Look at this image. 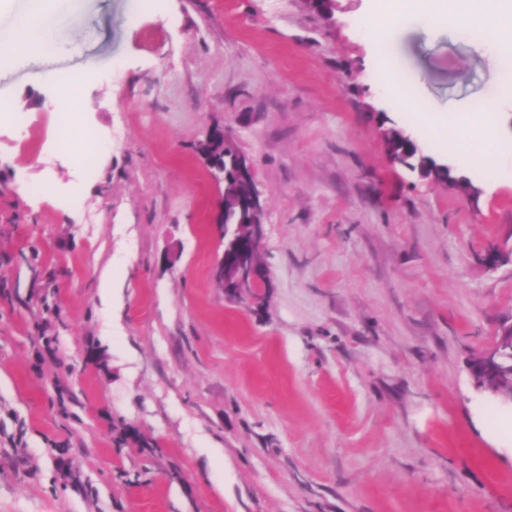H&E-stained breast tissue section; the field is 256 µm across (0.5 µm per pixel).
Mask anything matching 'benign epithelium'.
Returning <instances> with one entry per match:
<instances>
[{
	"label": "benign epithelium",
	"mask_w": 512,
	"mask_h": 512,
	"mask_svg": "<svg viewBox=\"0 0 512 512\" xmlns=\"http://www.w3.org/2000/svg\"><path fill=\"white\" fill-rule=\"evenodd\" d=\"M233 145L224 128L216 127L197 144L198 155L207 160L214 153ZM448 173V180L463 191L474 194L477 189L464 176L455 175V167L438 166ZM234 178L241 188L237 196L239 220L224 224V201H219L214 223L225 233L224 250L210 268L212 282L235 300L259 304L273 288L270 270L263 257L266 203L258 189L251 160L235 153ZM476 389L505 406H512V330L499 336L495 345L478 357L472 365Z\"/></svg>",
	"instance_id": "1"
}]
</instances>
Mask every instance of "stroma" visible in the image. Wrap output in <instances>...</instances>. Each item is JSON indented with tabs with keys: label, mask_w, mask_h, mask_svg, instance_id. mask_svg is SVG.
Returning a JSON list of instances; mask_svg holds the SVG:
<instances>
[{
	"label": "stroma",
	"mask_w": 512,
	"mask_h": 512,
	"mask_svg": "<svg viewBox=\"0 0 512 512\" xmlns=\"http://www.w3.org/2000/svg\"><path fill=\"white\" fill-rule=\"evenodd\" d=\"M367 5L82 0L71 52L0 66V512H512V411L470 369L512 327V105L501 162L458 170L479 195L393 166L391 129L447 157ZM388 50L428 111L500 95L465 37ZM48 70L84 77L86 163ZM216 125L266 199L256 310L209 275ZM62 125L68 134L65 146L79 160L94 144L89 135L81 129L73 114H64ZM197 144L198 155L206 162L210 155L214 153H224L225 147H235L232 139L224 132V127H216L209 131L205 137Z\"/></svg>",
	"instance_id": "stroma-1"
}]
</instances>
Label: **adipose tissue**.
I'll return each instance as SVG.
<instances>
[{
	"instance_id": "ef3b65f1",
	"label": "adipose tissue",
	"mask_w": 512,
	"mask_h": 512,
	"mask_svg": "<svg viewBox=\"0 0 512 512\" xmlns=\"http://www.w3.org/2000/svg\"><path fill=\"white\" fill-rule=\"evenodd\" d=\"M78 6V0H25L11 25L0 31V61L36 62L64 52L62 18ZM47 79L70 105L69 114L62 117L66 147L75 157H83L93 143L74 118L81 106L82 85L77 77L62 71L48 73Z\"/></svg>"
}]
</instances>
